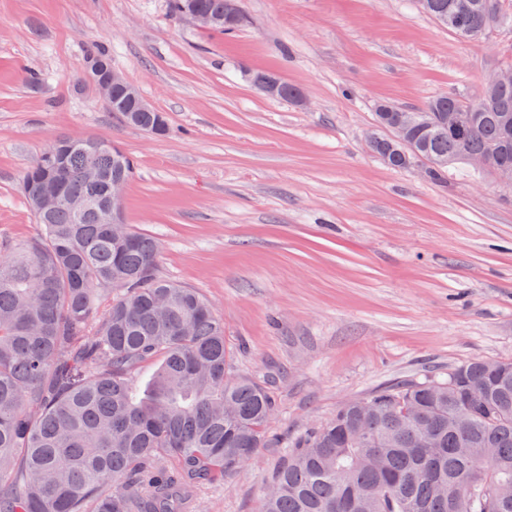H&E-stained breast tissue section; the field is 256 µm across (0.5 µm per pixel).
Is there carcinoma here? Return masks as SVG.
<instances>
[{
  "label": "carcinoma",
  "instance_id": "cac0c4a2",
  "mask_svg": "<svg viewBox=\"0 0 512 512\" xmlns=\"http://www.w3.org/2000/svg\"><path fill=\"white\" fill-rule=\"evenodd\" d=\"M224 28V0H169ZM461 38L512 21L504 0H425ZM444 126L407 129L438 181L486 156L512 168V83L427 101ZM469 115L465 134L448 118ZM157 135L161 112H118ZM370 150L403 169V147ZM133 162L108 141L61 135L24 173L42 233L0 254V512H183L181 492L247 464L275 400L226 373L224 320L197 291L157 276V242L111 224L112 180ZM58 196L53 208L40 205ZM157 364L137 400L132 374ZM512 360L467 361L446 376L349 402L288 452L261 512H512Z\"/></svg>",
  "mask_w": 512,
  "mask_h": 512
}]
</instances>
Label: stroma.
Listing matches in <instances>:
<instances>
[{
  "label": "stroma",
  "mask_w": 512,
  "mask_h": 512,
  "mask_svg": "<svg viewBox=\"0 0 512 512\" xmlns=\"http://www.w3.org/2000/svg\"><path fill=\"white\" fill-rule=\"evenodd\" d=\"M168 3L0 0V244L40 234L19 183L56 136L132 157L125 223L157 241L159 276L223 317L230 376L276 402L264 446L197 487L187 512H260L289 448L341 405L512 359V186L463 165L429 180L367 144L379 101L475 97L489 69L512 66V26L467 40L417 0H244L246 25L220 34ZM94 45L166 135L123 125L76 81ZM251 70L305 104L264 97Z\"/></svg>",
  "instance_id": "obj_1"
}]
</instances>
